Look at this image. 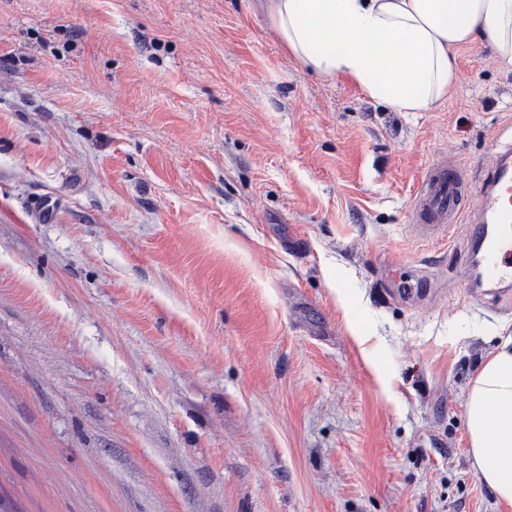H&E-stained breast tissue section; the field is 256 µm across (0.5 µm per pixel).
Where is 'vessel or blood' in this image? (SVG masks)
Returning a JSON list of instances; mask_svg holds the SVG:
<instances>
[{"mask_svg": "<svg viewBox=\"0 0 512 512\" xmlns=\"http://www.w3.org/2000/svg\"><path fill=\"white\" fill-rule=\"evenodd\" d=\"M471 185L461 171L447 162L432 167L416 197L415 222L423 233H434L454 223ZM477 222L473 236L479 237L481 262L486 279L503 284L495 303L512 301L505 286L512 282V143L499 148L492 175L476 190Z\"/></svg>", "mask_w": 512, "mask_h": 512, "instance_id": "vessel-or-blood-1", "label": "vessel or blood"}]
</instances>
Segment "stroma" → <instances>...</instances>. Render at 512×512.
<instances>
[{
	"label": "stroma",
	"instance_id": "stroma-1",
	"mask_svg": "<svg viewBox=\"0 0 512 512\" xmlns=\"http://www.w3.org/2000/svg\"><path fill=\"white\" fill-rule=\"evenodd\" d=\"M259 0H0V489L22 512H512L469 453L512 310L445 160L487 173L512 70L428 112L297 60ZM471 184L455 166L441 161L432 167L417 193L415 223L424 234L448 228L460 214Z\"/></svg>",
	"mask_w": 512,
	"mask_h": 512
}]
</instances>
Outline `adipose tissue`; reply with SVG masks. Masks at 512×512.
<instances>
[{
	"label": "adipose tissue",
	"instance_id": "ef3b65f1",
	"mask_svg": "<svg viewBox=\"0 0 512 512\" xmlns=\"http://www.w3.org/2000/svg\"><path fill=\"white\" fill-rule=\"evenodd\" d=\"M263 9L305 66L397 112H426L447 96L461 46L488 43L512 68V0H265ZM466 428L480 480L512 507V336L474 378Z\"/></svg>",
	"mask_w": 512,
	"mask_h": 512
}]
</instances>
